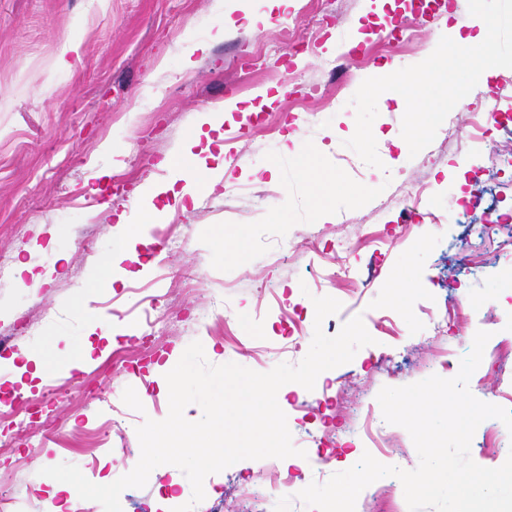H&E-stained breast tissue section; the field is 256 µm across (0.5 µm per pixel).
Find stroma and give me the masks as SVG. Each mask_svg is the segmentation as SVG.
<instances>
[{
	"instance_id": "35a3bbf8",
	"label": "stroma",
	"mask_w": 512,
	"mask_h": 512,
	"mask_svg": "<svg viewBox=\"0 0 512 512\" xmlns=\"http://www.w3.org/2000/svg\"><path fill=\"white\" fill-rule=\"evenodd\" d=\"M393 18L416 40H389ZM483 27L468 0H442L429 16L415 0H334L324 11L311 0H0V256L9 262L0 307L11 313L0 320L10 346L0 354V389L11 390L17 374L32 384L29 396L5 400L19 409V424L0 423V496L15 499L16 512L58 506L42 468L73 464L100 484L137 464V427L169 412L164 374L150 365L198 341L210 363L268 372L288 359L280 347L289 314L314 315L322 296L342 304L323 321L326 335L359 316L374 345L321 373L317 390L284 385L279 406L305 456L239 461L206 477V502H221L223 512H309L273 480L322 484L366 453L417 467L411 436L386 423L379 391L448 377L443 361L467 355L477 331L512 340V230L490 240L478 232L486 220L512 219V166L469 157L466 141L448 136L455 126L512 153V131L480 119L494 85L499 109L512 113V89L502 85L512 69L481 74L415 155L402 143L398 101H378L379 169L345 145L356 130L351 99L365 79L423 61L441 37ZM72 40L79 54L66 53ZM200 43L207 52L197 51ZM62 54L64 67L56 64ZM189 57L194 67H186ZM263 89L272 104L261 105ZM233 100L237 111L225 112ZM251 106L268 114L273 133L243 123ZM207 111L219 114L225 145L195 141L197 115ZM117 152L126 163L118 172ZM173 159L189 167L224 162L229 175L150 226V238L169 243L163 260L135 239L128 254L114 252L118 215L139 222L144 186L164 182ZM426 185L433 193L416 197ZM323 206L331 211L324 224ZM429 214L445 219L431 237L418 221ZM106 259L116 277L110 288L98 285ZM19 261L49 281L18 287ZM327 266L335 285L321 281ZM397 281L410 291L395 306ZM84 300L111 323L112 339L81 319ZM455 301L461 316L434 327L429 313ZM50 336L91 343L90 364H49L31 377L23 355L43 359ZM376 348L389 355V373L368 365ZM119 354L134 366L113 364ZM469 388L512 410V355L483 356ZM369 415L381 445L351 438ZM191 496L186 475L166 464L145 487L125 489L121 505L171 512ZM355 512H409L399 479L370 484Z\"/></svg>"
}]
</instances>
